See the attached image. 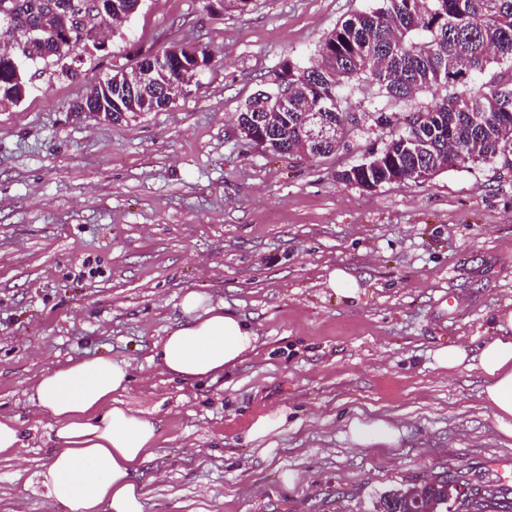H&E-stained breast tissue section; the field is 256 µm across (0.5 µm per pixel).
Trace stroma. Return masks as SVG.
Masks as SVG:
<instances>
[{
    "mask_svg": "<svg viewBox=\"0 0 512 512\" xmlns=\"http://www.w3.org/2000/svg\"><path fill=\"white\" fill-rule=\"evenodd\" d=\"M375 0H253L208 14L203 0H141L83 79L41 75L0 106V416L31 439L0 458V512H64L25 473L47 461L51 420L28 399L71 361L130 362L122 399L162 418L139 477L144 512H373L380 496L432 472L501 485L512 438L485 408L477 371L433 354L479 350L512 313V167L449 168L367 191L337 171L381 150L395 127L370 120L435 107L446 89L397 102L349 83L364 114L336 154L259 152L237 135L245 102L284 60L309 62L336 24ZM189 45L212 60L168 111L118 122L72 104L136 53ZM341 269L359 291L327 288ZM244 317L258 339L224 376L169 381L148 357L188 290ZM283 409L262 458L247 432ZM397 422V447L351 444L345 422ZM302 480L285 486L283 471Z\"/></svg>",
    "mask_w": 512,
    "mask_h": 512,
    "instance_id": "stroma-1",
    "label": "stroma"
}]
</instances>
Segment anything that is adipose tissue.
<instances>
[{"label": "adipose tissue", "mask_w": 512, "mask_h": 512, "mask_svg": "<svg viewBox=\"0 0 512 512\" xmlns=\"http://www.w3.org/2000/svg\"><path fill=\"white\" fill-rule=\"evenodd\" d=\"M182 319L154 343L150 360L170 380L194 383L216 379L241 361L257 340L244 318L211 304L206 294L189 290L179 302ZM436 365L477 369L496 428L512 436V314L506 327L476 354L462 345L439 348ZM131 382L126 361L96 357L71 362L42 374L29 401L48 413L55 446L36 474L35 491L67 512H143L138 480L156 447L161 419L125 407L119 395ZM401 428L381 417L354 418L346 426L351 443L397 446Z\"/></svg>", "instance_id": "obj_1"}]
</instances>
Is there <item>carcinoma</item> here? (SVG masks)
I'll return each instance as SVG.
<instances>
[{"mask_svg":"<svg viewBox=\"0 0 512 512\" xmlns=\"http://www.w3.org/2000/svg\"><path fill=\"white\" fill-rule=\"evenodd\" d=\"M92 0H0V98L17 102L27 91L25 68L61 73L77 80L82 70L71 55L97 35L112 31L138 9L140 0H116L112 9L91 7ZM33 31L42 39L36 60L28 58L25 43L16 36ZM173 46L162 53L166 64L150 55L141 59L149 73L143 87L128 88L122 72L106 75L91 85L72 108H92L94 98L112 93V120L168 110L158 87L181 81L180 62ZM500 65L490 89L473 85V77L488 66ZM357 77L382 88L398 100L439 86L458 91L426 112L417 127L397 131L384 148L369 158L370 165L339 171L336 179L349 185L393 184L408 180L417 165L456 168L494 163L512 139V0H378V6L345 19L323 40L318 57L307 66L285 61L272 85L288 83L300 94L277 107L265 91L252 96L238 113L237 123L276 142L277 154L290 156L300 137L308 139L316 159L336 152V141L322 136L327 126L339 127L342 113L331 110L339 89ZM424 506L435 512H512V501L494 485L463 494L458 481L443 471L380 496L376 512H411L420 492Z\"/></svg>","mask_w":512,"mask_h":512,"instance_id":"carcinoma-1","label":"carcinoma"}]
</instances>
